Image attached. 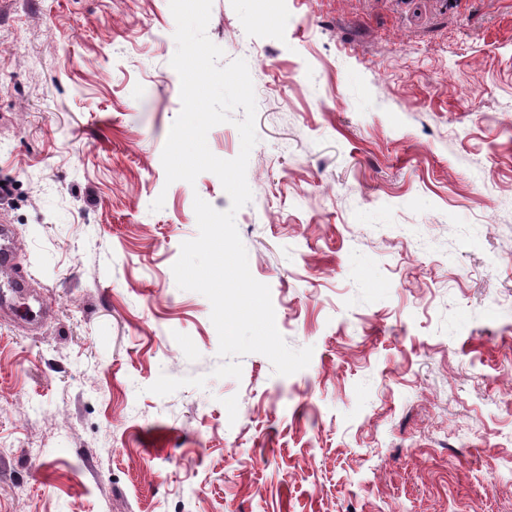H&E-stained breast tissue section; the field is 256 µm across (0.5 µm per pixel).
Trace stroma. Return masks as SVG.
Segmentation results:
<instances>
[{"mask_svg": "<svg viewBox=\"0 0 512 512\" xmlns=\"http://www.w3.org/2000/svg\"><path fill=\"white\" fill-rule=\"evenodd\" d=\"M174 31L169 0H0V224L47 309L0 312V512H512V0H213L290 376L212 377L176 285L195 198H230L165 182Z\"/></svg>", "mask_w": 512, "mask_h": 512, "instance_id": "1", "label": "stroma"}]
</instances>
